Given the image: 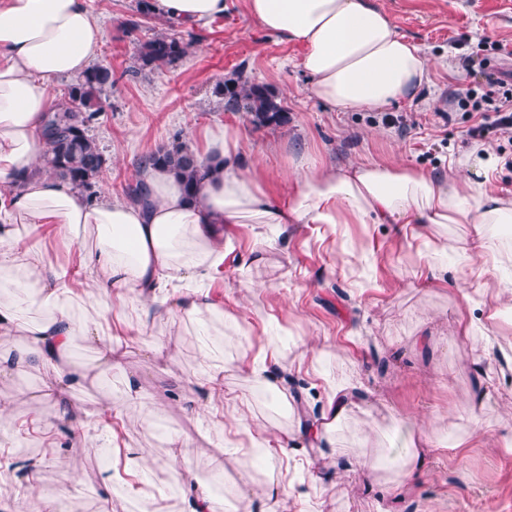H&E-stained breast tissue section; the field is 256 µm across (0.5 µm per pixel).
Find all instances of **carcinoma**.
Instances as JSON below:
<instances>
[{"label": "carcinoma", "instance_id": "cac0c4a2", "mask_svg": "<svg viewBox=\"0 0 512 512\" xmlns=\"http://www.w3.org/2000/svg\"><path fill=\"white\" fill-rule=\"evenodd\" d=\"M189 43L175 33L161 32L140 51L142 67L172 63L186 55ZM112 84V71L95 66L72 83L68 98L48 118L42 172L69 182L89 202L97 196L106 158L89 134L102 108V94ZM216 93L227 112H247L257 128L277 127L288 121L287 110L264 85L225 80ZM138 167H169L182 178L187 196L193 198L209 175L210 165L185 144L159 146L141 156Z\"/></svg>", "mask_w": 512, "mask_h": 512}]
</instances>
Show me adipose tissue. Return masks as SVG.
<instances>
[{"label": "adipose tissue", "instance_id": "adipose-tissue-1", "mask_svg": "<svg viewBox=\"0 0 512 512\" xmlns=\"http://www.w3.org/2000/svg\"><path fill=\"white\" fill-rule=\"evenodd\" d=\"M153 5L176 25L194 28L223 16L227 0ZM244 6L268 33L304 47L300 65L310 93L344 111L381 112L414 101L437 65L374 0H244ZM100 40L87 0H0V288L17 292L16 302L0 301V335L22 329L26 306L49 308L21 357L55 369L46 396L80 378L57 369L77 329L111 357L116 346L100 316L112 297L145 324L161 313L157 290L189 278L199 287L185 313L209 309L203 284L233 246L224 235L229 224H338L346 213L358 224H469L468 259L496 256L484 227L511 224L512 199L488 195L482 181L456 168L434 177L410 164L324 166L286 174L288 191L275 194L258 166H243L238 142L225 130L205 141L213 168L193 199L181 178L161 167L144 169L146 198L139 203L107 194L90 202L65 181L35 175L46 117L57 105L54 82L87 71ZM55 234L69 244L66 262L46 254ZM82 293L93 296L97 317L81 327L69 303ZM357 406L353 384L337 385L313 433L317 445L330 444L335 425Z\"/></svg>", "mask_w": 512, "mask_h": 512}]
</instances>
